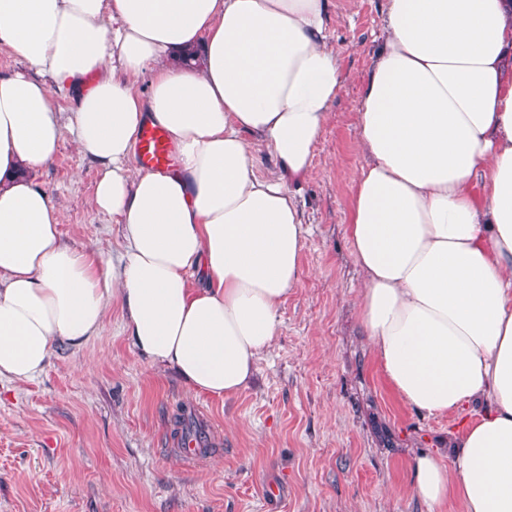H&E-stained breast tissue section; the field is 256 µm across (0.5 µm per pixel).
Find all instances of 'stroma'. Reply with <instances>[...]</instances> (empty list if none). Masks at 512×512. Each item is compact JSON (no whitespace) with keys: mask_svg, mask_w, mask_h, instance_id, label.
Listing matches in <instances>:
<instances>
[{"mask_svg":"<svg viewBox=\"0 0 512 512\" xmlns=\"http://www.w3.org/2000/svg\"><path fill=\"white\" fill-rule=\"evenodd\" d=\"M387 0H330L343 86L293 184L306 228L301 277L249 385L189 392L135 347L120 304L99 335L55 346L26 384L0 383V512H464L411 488L410 459L447 447L472 411L430 416L386 381L357 317L362 275L346 235L350 178L365 163L355 118ZM97 165L64 135L32 180L61 204L68 247L118 257L122 227L99 212ZM190 408L213 445L189 464L172 436Z\"/></svg>","mask_w":512,"mask_h":512,"instance_id":"stroma-1","label":"stroma"}]
</instances>
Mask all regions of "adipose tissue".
Returning a JSON list of instances; mask_svg holds the SVG:
<instances>
[{
	"mask_svg": "<svg viewBox=\"0 0 512 512\" xmlns=\"http://www.w3.org/2000/svg\"><path fill=\"white\" fill-rule=\"evenodd\" d=\"M328 6L0 0V46L28 67L0 76V382L96 338L116 302L139 351L190 390L246 387L301 274L286 180L309 174L343 83ZM197 45L202 68L170 64ZM148 122L175 170L132 167ZM355 126L346 233L364 333L404 403L481 409L448 456L413 457V492L512 512V0H388ZM67 131L122 226L116 262L63 245L59 201L20 172L51 165Z\"/></svg>",
	"mask_w": 512,
	"mask_h": 512,
	"instance_id": "obj_1",
	"label": "adipose tissue"
}]
</instances>
